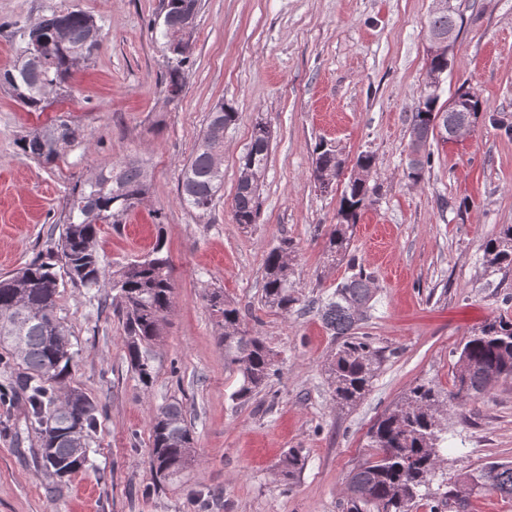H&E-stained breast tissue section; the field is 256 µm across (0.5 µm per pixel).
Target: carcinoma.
<instances>
[{
  "mask_svg": "<svg viewBox=\"0 0 512 512\" xmlns=\"http://www.w3.org/2000/svg\"><path fill=\"white\" fill-rule=\"evenodd\" d=\"M190 0H163L162 12L155 19L152 33L163 40L167 52L164 87L171 101L180 99L192 54L191 38L185 37L183 20ZM458 7L450 0L448 10L431 11L429 31L446 32L457 26ZM20 54L10 69L0 71V86L8 87L19 104L29 112H42L51 93L68 82L79 62L91 60L102 44L101 28L91 15L78 8L53 10L39 21L17 29ZM456 97L468 98L472 111L444 110L440 93L421 91L412 113L411 156L405 177L416 183L431 163L427 152L430 137L444 140L456 137L457 127L475 125L481 103L470 90L459 87ZM238 112L229 105H216L208 113L206 129L181 176V202L205 215L215 203L224 184V171L212 166L213 154L223 151L224 139L212 134V126L236 124ZM79 129L58 120L20 139L22 151L37 161L58 158L56 146L75 141ZM270 150V133L255 124L249 146L240 160V179L234 196L236 223H256L259 211V184L264 178ZM313 179L319 189L328 191L324 175L338 179L343 159L335 145L319 141L315 149ZM374 157L368 153L356 159L339 209L336 223L325 233V250L332 260L350 253L351 228L367 199L368 178ZM147 175L135 159L121 164L117 171L100 170L75 185L67 221L57 242L61 270L48 262L33 261L16 273L0 277V347L9 349L25 372L16 380L17 389L29 405L28 421L37 432L45 470L58 480L70 476L88 463L90 431L97 421L98 405L88 395L64 389L73 367V352L67 329L58 315L60 285L93 288L109 279L125 311V347L139 380L147 385L153 367L147 355L160 334V325L173 303L174 282L165 244L157 237L152 250L143 258L109 271L102 265L95 247L99 226L120 224L123 217L139 206L147 193ZM293 242L284 237L271 247L264 261L263 301L288 314L301 302L294 285ZM488 267L512 271V225L502 226L499 234L483 247ZM351 275L336 285L317 312L332 335L341 339L327 363V372L336 400L351 404L372 384L379 350L368 338L356 335L367 318L375 296L372 276L350 263ZM207 300L224 333L218 344L224 360L240 375L232 399L249 401L278 374L275 356L265 342L242 327V312L213 291ZM512 378V320L495 317L485 321L462 345L454 377L455 391L447 399L465 402L488 391L501 379ZM444 404L442 391L417 383L404 393L370 431L372 457L352 469L346 478L345 512H413L420 500L429 512H465L466 500L459 490L444 491L433 486L441 458V444L448 440V424L441 421L437 407ZM149 464L155 474L165 476L185 466L193 451L192 426L182 406L170 402L154 416L150 435ZM305 463L300 448H290L278 462L284 478H291ZM471 490L487 489L512 499V462H489L471 472L464 481Z\"/></svg>",
  "mask_w": 512,
  "mask_h": 512,
  "instance_id": "cac0c4a2",
  "label": "carcinoma"
}]
</instances>
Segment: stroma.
<instances>
[{
	"label": "stroma",
	"mask_w": 512,
	"mask_h": 512,
	"mask_svg": "<svg viewBox=\"0 0 512 512\" xmlns=\"http://www.w3.org/2000/svg\"><path fill=\"white\" fill-rule=\"evenodd\" d=\"M460 3L443 96L467 85L483 115L469 135L431 140V164L413 183L404 170L432 0H201L186 86L174 102L162 84L165 52L149 30L161 0H0V69L16 59L17 27L54 10L93 15L104 41L45 111L24 110L0 87V276L55 250L77 180L136 157L148 193L122 223L101 225L96 246L112 269L164 234L175 283L146 385L127 357L109 284L60 288L75 353L65 386L99 408L89 462L65 484L48 477L26 401L14 392L23 368H0V392L10 395L0 404V512H344L345 477L371 455L376 421L415 383L453 391L466 336L485 320L512 319V272L483 260L485 242L512 224V132L489 120L512 121V0ZM220 103L239 119L224 133V187L202 216L180 201L181 170ZM58 119L80 129L58 159L19 149L22 135ZM259 120L272 140L260 215L246 227L234 220L233 197ZM322 139L340 149L346 173L359 154L375 158L351 252L375 278L359 331L383 359L351 406L333 396L326 364L338 340L315 309L285 316L261 302L265 255L283 237L294 243V279L306 299L326 298L349 274L324 251L348 178L328 193L315 185ZM211 288L278 355L279 375L243 404L231 398L239 376L217 343ZM173 399L194 429V456L159 484L148 464L151 422ZM446 415L453 441L438 477L449 487L485 462H512V379ZM291 448L303 449L306 464L287 481L277 464Z\"/></svg>",
	"instance_id": "35a3bbf8"
}]
</instances>
